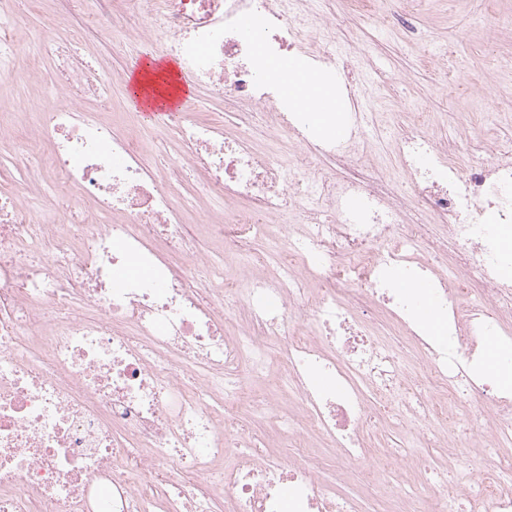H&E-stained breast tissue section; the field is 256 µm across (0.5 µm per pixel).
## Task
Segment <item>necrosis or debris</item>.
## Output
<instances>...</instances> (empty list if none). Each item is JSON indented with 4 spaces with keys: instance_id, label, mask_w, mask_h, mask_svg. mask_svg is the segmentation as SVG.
Masks as SVG:
<instances>
[{
    "instance_id": "necrosis-or-debris-1",
    "label": "necrosis or debris",
    "mask_w": 512,
    "mask_h": 512,
    "mask_svg": "<svg viewBox=\"0 0 512 512\" xmlns=\"http://www.w3.org/2000/svg\"><path fill=\"white\" fill-rule=\"evenodd\" d=\"M91 2L79 0L85 28L123 42L162 35L165 51L240 122L226 126L191 104L171 139L147 153L138 126L114 129L88 108L109 104L112 80L81 53L85 28L39 40L27 79L53 84L54 101H21L37 118L25 131L0 126L14 166L34 178L21 190L0 185V512H213L219 503L224 512H361L358 497L325 479L309 429L340 461L377 457L384 472L415 470L412 449L373 447L370 434L391 417L437 420L433 388L488 416V442L467 448L489 466L472 475L479 490L466 512H512V459L496 452L512 438V149L463 162L417 116L395 144L413 195L392 193L350 173L371 157L361 113L329 135L291 104L287 72L265 69L275 57L310 59L341 76L352 102L348 63L313 0ZM247 17L258 20L249 30ZM255 111L296 154L253 144ZM169 151L218 201L204 215L214 234L251 248L232 287L186 271L196 250L154 159ZM327 162L347 176L322 173ZM312 192L323 207L301 209L303 232L286 231L275 251L259 247L269 222ZM411 205L432 217L427 230L407 224ZM426 248L452 251L461 277H430ZM426 277L439 338L407 289ZM472 287L485 303L461 309ZM363 304L391 321L420 374L404 375L394 346L360 318ZM237 305L247 318L225 335ZM253 379L294 399L299 414L277 419ZM245 402L275 420V440L292 442L289 463L254 450L236 426ZM229 448L234 460L219 476L180 481Z\"/></svg>"
}]
</instances>
